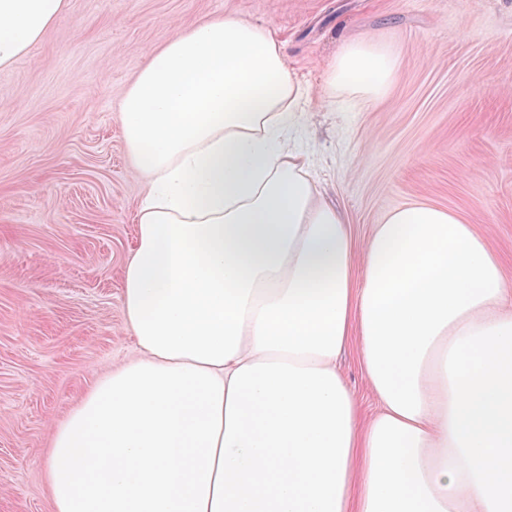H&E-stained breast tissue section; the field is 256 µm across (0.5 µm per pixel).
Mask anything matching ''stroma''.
<instances>
[{"instance_id": "35a3bbf8", "label": "stroma", "mask_w": 512, "mask_h": 512, "mask_svg": "<svg viewBox=\"0 0 512 512\" xmlns=\"http://www.w3.org/2000/svg\"><path fill=\"white\" fill-rule=\"evenodd\" d=\"M224 13L270 24L308 86L310 169L356 247L426 201L465 217L512 289V0H67L0 68V512H54V426L134 356L122 285L146 183L124 93L179 30ZM349 39L394 57L381 98L330 93L325 66ZM339 369L371 415L357 344Z\"/></svg>"}]
</instances>
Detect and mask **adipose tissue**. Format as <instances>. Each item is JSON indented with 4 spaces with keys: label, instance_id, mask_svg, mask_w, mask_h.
Here are the masks:
<instances>
[{
    "label": "adipose tissue",
    "instance_id": "ef3b65f1",
    "mask_svg": "<svg viewBox=\"0 0 512 512\" xmlns=\"http://www.w3.org/2000/svg\"><path fill=\"white\" fill-rule=\"evenodd\" d=\"M65 0H0V67ZM343 42L327 86L385 93ZM307 90L272 27L186 28L127 88L148 191L123 279L135 358L47 454L55 512H512V289L458 212L399 206L356 250L297 141ZM371 417L337 360L351 341Z\"/></svg>",
    "mask_w": 512,
    "mask_h": 512
}]
</instances>
